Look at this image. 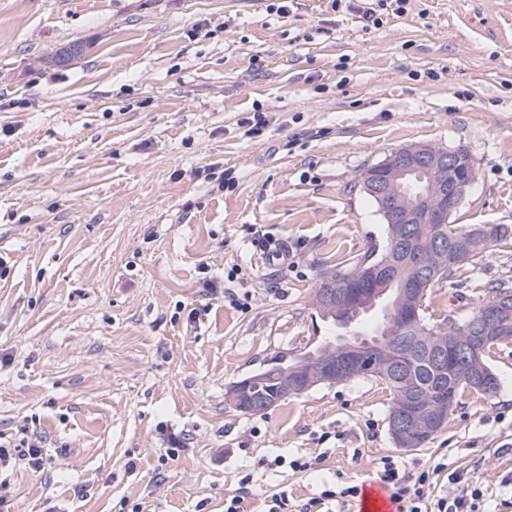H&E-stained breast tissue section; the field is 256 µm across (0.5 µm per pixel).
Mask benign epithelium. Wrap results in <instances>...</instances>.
I'll return each instance as SVG.
<instances>
[{"label":"benign epithelium","mask_w":512,"mask_h":512,"mask_svg":"<svg viewBox=\"0 0 512 512\" xmlns=\"http://www.w3.org/2000/svg\"><path fill=\"white\" fill-rule=\"evenodd\" d=\"M477 179L470 152L463 148H440L414 144L393 150L384 159L365 166L357 175V187L372 196L383 223L390 226L392 242L382 260L368 269V277L347 282L342 277L327 278L315 289L314 306L336 317L343 330L329 353L316 357L307 352L299 363L287 370L290 381L279 400L299 396L319 384H339L363 375L399 379L403 395L394 403L388 417L394 443L405 449L422 447L448 420L455 398L441 389L435 398L426 400L417 384L404 374L401 358L419 355L443 374L448 369V342L435 337L424 325V301L436 266L430 255L414 248L411 227L432 224L434 231L443 230L448 216L459 208ZM467 236L443 243L437 252H448L456 262L465 259ZM399 284L390 306L397 311L401 327L399 335L387 343L373 345L350 332L356 320L373 310ZM512 320V296L505 294L492 304L482 305L476 317L465 323L464 343L456 345L455 356L470 364L471 381L491 389L495 381L479 365L480 354L491 336H501ZM254 373L232 385L230 404L246 415L264 413L276 405L259 400L250 392Z\"/></svg>","instance_id":"7a95c632"}]
</instances>
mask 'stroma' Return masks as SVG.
<instances>
[{
	"label": "stroma",
	"mask_w": 512,
	"mask_h": 512,
	"mask_svg": "<svg viewBox=\"0 0 512 512\" xmlns=\"http://www.w3.org/2000/svg\"><path fill=\"white\" fill-rule=\"evenodd\" d=\"M272 2L0 0V439L42 441L39 466L0 465V512H224L245 476L243 512L281 492L300 512L389 461L446 462L485 512H512L510 343L487 355L496 393H460L415 450L372 379L262 414L227 401L335 335L318 276L385 246L354 181L396 148H467L478 175L455 224L508 229L426 316L463 318L512 280V0H409L379 25L356 0ZM301 456L322 463L273 464Z\"/></svg>",
	"instance_id": "stroma-1"
}]
</instances>
